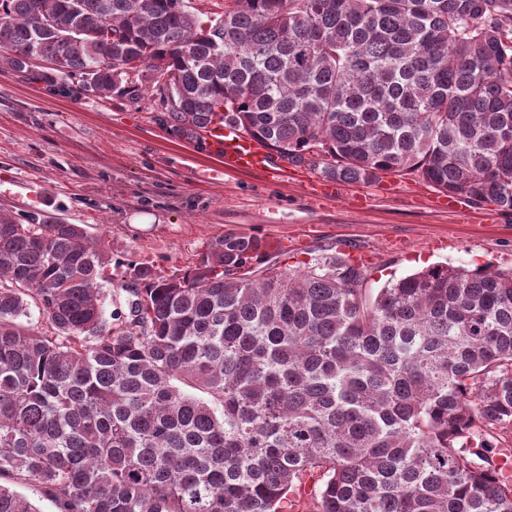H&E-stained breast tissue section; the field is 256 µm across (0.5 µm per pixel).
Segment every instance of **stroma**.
<instances>
[{"label": "stroma", "instance_id": "stroma-1", "mask_svg": "<svg viewBox=\"0 0 512 512\" xmlns=\"http://www.w3.org/2000/svg\"><path fill=\"white\" fill-rule=\"evenodd\" d=\"M153 116L146 93L88 98L0 69V213L22 224L57 217L102 240L112 255L106 311L126 310L121 285L135 268L184 274L229 232L280 238L269 257L290 265L348 244L370 256L373 289L432 264L512 267V212L493 204L463 217L416 175L316 198L304 187L311 170L279 181L218 172L213 148L197 150Z\"/></svg>", "mask_w": 512, "mask_h": 512}]
</instances>
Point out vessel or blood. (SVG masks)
<instances>
[{
  "label": "vessel or blood",
  "instance_id": "vessel-or-blood-1",
  "mask_svg": "<svg viewBox=\"0 0 512 512\" xmlns=\"http://www.w3.org/2000/svg\"><path fill=\"white\" fill-rule=\"evenodd\" d=\"M204 136L207 143L217 148L223 169L278 176L280 167L273 163L270 150L262 141L221 121L209 124Z\"/></svg>",
  "mask_w": 512,
  "mask_h": 512
}]
</instances>
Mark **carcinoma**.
I'll return each mask as SVG.
<instances>
[{
	"instance_id": "obj_1",
	"label": "carcinoma",
	"mask_w": 512,
	"mask_h": 512,
	"mask_svg": "<svg viewBox=\"0 0 512 512\" xmlns=\"http://www.w3.org/2000/svg\"><path fill=\"white\" fill-rule=\"evenodd\" d=\"M0 0V68L214 118L343 182L415 174L512 211V0ZM215 237L180 277L79 224L0 215V512H512V269L366 295L344 253L282 268ZM36 307L44 326L22 322Z\"/></svg>"
}]
</instances>
